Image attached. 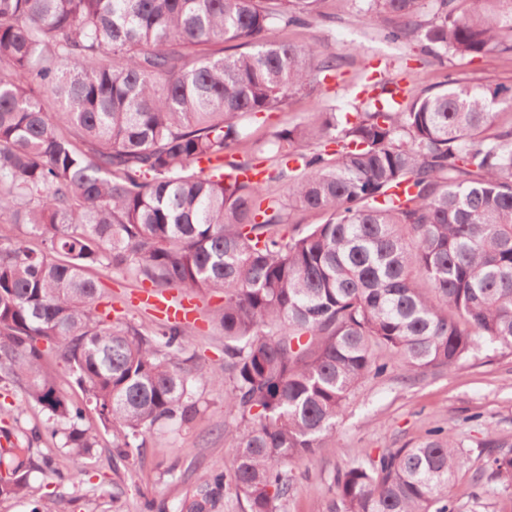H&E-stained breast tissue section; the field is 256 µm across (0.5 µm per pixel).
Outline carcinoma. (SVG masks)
Returning a JSON list of instances; mask_svg holds the SVG:
<instances>
[{"label":"carcinoma","instance_id":"1","mask_svg":"<svg viewBox=\"0 0 512 512\" xmlns=\"http://www.w3.org/2000/svg\"><path fill=\"white\" fill-rule=\"evenodd\" d=\"M320 0H0V383L47 413L61 448L89 459L98 428L124 458L157 427L224 387L237 443L231 470L184 512H211L222 487L247 512H279L289 465L336 432L366 378L451 370L484 344L512 355V87L449 79L405 108L371 98L342 127L319 107L254 141L249 123L313 92L340 67L314 45L273 41ZM396 20L392 41L476 57L512 53V0H366ZM435 23H419L426 4ZM59 104L53 113L45 97ZM336 144L331 154L308 151ZM273 153L267 180L322 224H288L265 182L224 179V153ZM216 161L212 173L194 171ZM303 175H296V168ZM105 265L158 291H220L224 375L187 368L189 340L97 314ZM62 365L82 391L66 399ZM95 412L100 427L84 425ZM481 447L512 500V437ZM462 444L440 428L338 471L333 512H460ZM31 444L0 447V497L29 495Z\"/></svg>","mask_w":512,"mask_h":512}]
</instances>
